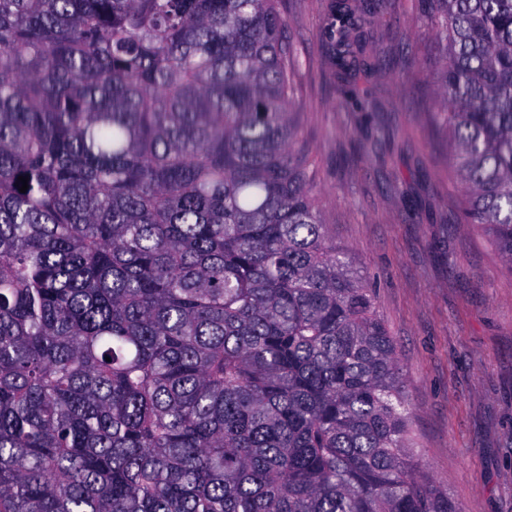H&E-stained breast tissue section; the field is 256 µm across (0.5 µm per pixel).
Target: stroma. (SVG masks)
I'll return each mask as SVG.
<instances>
[{"label":"stroma","instance_id":"35a3bbf8","mask_svg":"<svg viewBox=\"0 0 512 512\" xmlns=\"http://www.w3.org/2000/svg\"><path fill=\"white\" fill-rule=\"evenodd\" d=\"M327 5L279 2L312 195L397 344L423 468L459 512H512V272L460 220L434 25L420 0H362L373 67L349 75L325 56Z\"/></svg>","mask_w":512,"mask_h":512}]
</instances>
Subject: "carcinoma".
I'll return each instance as SVG.
<instances>
[{
	"label": "carcinoma",
	"mask_w": 512,
	"mask_h": 512,
	"mask_svg": "<svg viewBox=\"0 0 512 512\" xmlns=\"http://www.w3.org/2000/svg\"><path fill=\"white\" fill-rule=\"evenodd\" d=\"M278 2L0 0V512H458L312 198ZM427 3L461 218L512 272V0Z\"/></svg>",
	"instance_id": "cac0c4a2"
}]
</instances>
